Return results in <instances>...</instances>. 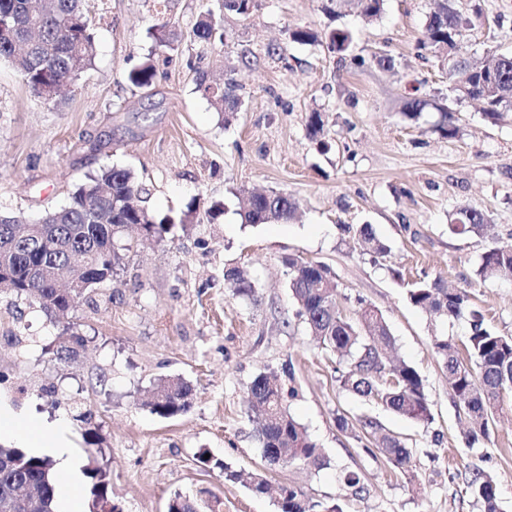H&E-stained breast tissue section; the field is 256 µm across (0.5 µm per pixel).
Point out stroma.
<instances>
[{
  "mask_svg": "<svg viewBox=\"0 0 512 512\" xmlns=\"http://www.w3.org/2000/svg\"><path fill=\"white\" fill-rule=\"evenodd\" d=\"M484 23L465 42L476 59L512 51V0H475ZM206 0H84L98 54L92 69L47 101L0 63V213L37 217L65 205L88 174L130 167L157 218H171L163 242L143 244L125 231L111 282L71 316L85 344L66 358L62 321L40 309L16 320L0 296V407L17 424L63 422L80 477L60 471L90 512L86 471L107 473L121 512H165L174 493L218 496L223 512H278V489L339 500L343 512H480L467 480L488 472L502 512H512V396L490 441L466 447L448 379L432 345L434 327L407 298V285L439 278L467 289L495 331L512 335V282L480 280L475 271L491 245L512 247V112L484 116L464 100L449 115L437 105L451 94L448 71L421 47L432 0H385L369 20L352 0H255L249 17H224V42L189 33ZM182 32L177 50L157 46L154 27ZM302 27L352 36L345 56L326 41L301 44ZM249 62H239L242 51ZM395 61L385 70L374 57ZM153 57L150 88L129 71ZM240 107L221 121L196 90L198 75L223 80L227 62ZM423 102L404 116L410 98ZM321 112L331 149L307 131ZM458 129L443 135L441 125ZM281 191L298 205L285 224H245L248 192ZM472 204L490 215L487 237L455 236L448 215ZM223 210L210 219L211 206ZM373 225L390 248L362 247L354 227ZM330 266L348 310L371 303L387 320L396 355L417 368L434 420L420 426L340 389L336 363L296 321L285 257ZM246 270L256 296L243 300L224 273ZM275 378L286 410L305 428L324 464L307 468L264 459L247 416L249 386ZM179 376L193 390L191 409L163 419L148 403L154 382ZM89 421L74 420L75 411ZM367 413L409 449L410 471L394 470L336 424ZM258 472L271 491L258 497L225 469ZM361 477L359 489L340 481Z\"/></svg>",
  "mask_w": 512,
  "mask_h": 512,
  "instance_id": "stroma-1",
  "label": "stroma"
}]
</instances>
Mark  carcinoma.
I'll list each match as a JSON object with an SVG mask.
<instances>
[{"label": "carcinoma", "mask_w": 512, "mask_h": 512, "mask_svg": "<svg viewBox=\"0 0 512 512\" xmlns=\"http://www.w3.org/2000/svg\"><path fill=\"white\" fill-rule=\"evenodd\" d=\"M254 0H215L192 27V37L212 44H224V14L247 16ZM12 27L0 33V61L10 63L39 96L55 97L52 88L72 83L94 65L96 45L83 0H0V22ZM470 9L460 0H437L427 17L421 47L445 61L454 58L451 91L457 99L478 100L491 117L512 112V51L491 55L481 64L473 62L461 46L463 33L472 28ZM329 49L346 52L352 42L349 33L335 30L328 35ZM156 76L152 57L129 72L128 81L149 87ZM197 91L210 100L219 114L233 112L239 101L236 85L228 78L217 87L200 77ZM308 133L319 139L320 148L329 143L321 138V113L309 116ZM145 189L134 172L119 166H103L86 176L71 194L69 202L37 217L44 233L37 238L23 236V215L0 214V294L23 300L49 316L58 317L92 301L99 287L112 279L123 256L115 242L126 227L136 224L142 241H161L169 219L156 220L144 205ZM295 202L283 192L255 194L241 212L246 224H282L292 219ZM491 217L474 205H462L448 216V232L457 236L489 235ZM361 242L374 252L388 248L375 235L372 225L357 230ZM476 275L482 280L512 281V251L496 247L484 252ZM77 277L87 284L78 291L63 288V282ZM224 280L233 294L253 299L255 288L243 271L230 269ZM288 288L297 306L296 317L304 323L324 354H333L340 367L338 381L343 391L374 402L385 410L423 426L433 421L432 401L420 373L412 365L395 364L391 354L394 339L383 314L374 306L357 300L359 309L345 312L343 296L332 269L319 261L288 259ZM408 298L412 306L430 313L442 323L469 317L470 330L459 339L444 332L433 336V348L448 375L458 411L467 422L464 437L468 447L490 440L501 400L512 394V336L502 335L484 323L483 315L472 309L465 289H450L440 279L411 283ZM191 407V387L180 378H162L150 402V411L163 418L185 413ZM247 415L258 432L263 457L274 463L284 451L288 463L323 466L319 449L311 443L301 424L283 406L281 388L266 374L257 375L250 385ZM343 431H359L357 440L371 438L378 451L393 467H412L411 453L402 441L387 432L370 415L351 420L337 417ZM229 480L246 479L256 495L268 492L266 479L224 471ZM93 503L108 495L106 474L87 471ZM36 505V512H56L59 482L53 462L17 446L0 445V512H14L12 503L19 488ZM470 493L481 504V512H501L495 483L490 474L475 467L467 482ZM280 512H342L332 500L304 495L295 489L278 499ZM222 501L211 496L200 502L181 493L167 503V512H219Z\"/></svg>", "instance_id": "obj_1"}]
</instances>
